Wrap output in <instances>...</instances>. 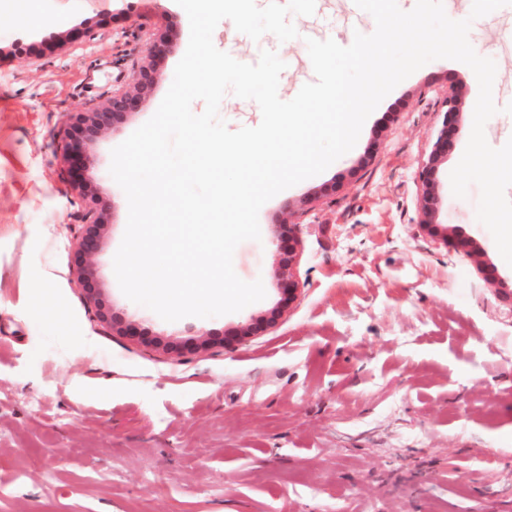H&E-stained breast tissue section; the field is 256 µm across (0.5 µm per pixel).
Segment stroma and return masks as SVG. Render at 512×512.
Returning a JSON list of instances; mask_svg holds the SVG:
<instances>
[{
	"label": "stroma",
	"mask_w": 512,
	"mask_h": 512,
	"mask_svg": "<svg viewBox=\"0 0 512 512\" xmlns=\"http://www.w3.org/2000/svg\"><path fill=\"white\" fill-rule=\"evenodd\" d=\"M288 20L298 36L286 42L227 20L213 33L243 63L276 52L284 101L316 79L307 39L346 47L372 30L354 0H316ZM471 21V45L496 64L485 136L499 148L512 138V6ZM189 34L175 0H38L27 21L0 10V512H512V267L476 219L478 187L452 194L467 137L441 164L435 223L417 211L440 101L457 86L472 124L473 71L421 67L350 152L262 206L261 238L233 265L262 280L263 300L167 322L115 277L128 204L109 167L158 109ZM149 39L174 49L153 60L137 109L87 146L83 197L58 180L55 136L67 114L131 87ZM90 198L100 294L153 343L93 320L72 273L69 226ZM292 213L300 291L289 302L269 231ZM246 323L253 336L229 347L166 349Z\"/></svg>",
	"instance_id": "35a3bbf8"
}]
</instances>
